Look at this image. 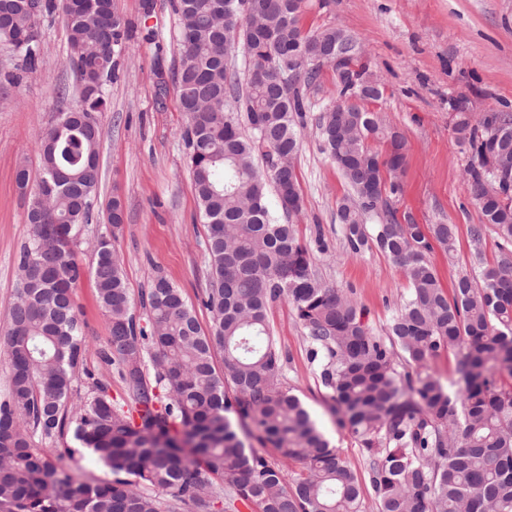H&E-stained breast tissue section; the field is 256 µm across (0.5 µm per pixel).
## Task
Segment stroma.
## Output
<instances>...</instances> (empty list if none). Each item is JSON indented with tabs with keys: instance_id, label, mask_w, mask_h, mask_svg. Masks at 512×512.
Instances as JSON below:
<instances>
[{
	"instance_id": "stroma-1",
	"label": "stroma",
	"mask_w": 512,
	"mask_h": 512,
	"mask_svg": "<svg viewBox=\"0 0 512 512\" xmlns=\"http://www.w3.org/2000/svg\"><path fill=\"white\" fill-rule=\"evenodd\" d=\"M130 24V39L99 113L100 181L90 224L75 258L85 274L74 290L85 336L83 364L98 369L97 352L108 338L90 269L98 236L115 233L127 286L140 298L154 275L181 289L201 326L210 314L201 303L209 286L207 227L199 217L186 161L181 112L173 79L179 64V17L172 0H113ZM303 30L342 29L363 49V61L383 87L371 104L383 123L407 142L398 214L419 224L455 227V252L434 249L430 261L444 288L462 275L480 278L495 259L496 234L483 224L463 182L470 156L456 140L452 109L512 113V0H306ZM41 61L26 70L0 42V328L5 327L18 278L16 255L29 226L27 193L15 172L39 173L36 145L59 113L75 103L79 81L70 60L69 35L60 9L43 13L38 25ZM302 209L292 220L308 247L321 283L344 290L374 335L387 327L408 293L402 270L377 249L350 253L338 213L349 192L335 164L319 149L317 129L307 123L296 158ZM120 195L124 222L112 228L106 206ZM482 225L483 239L471 230ZM277 347L286 357L283 383L297 394L331 444L340 448L361 483L369 461L351 431L338 424L330 390L320 381L318 361L292 305L276 302L269 314Z\"/></svg>"
}]
</instances>
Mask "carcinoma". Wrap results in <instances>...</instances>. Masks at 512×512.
<instances>
[{"mask_svg": "<svg viewBox=\"0 0 512 512\" xmlns=\"http://www.w3.org/2000/svg\"><path fill=\"white\" fill-rule=\"evenodd\" d=\"M263 29L250 33L239 0H175L179 16L178 102L200 214L207 224L209 288L201 298L211 323L203 330L180 288L157 275L134 312L112 239H99L91 267L109 337L99 350L112 383L84 371L88 390L68 404L83 364L85 338L73 303L83 268L73 259L96 198L101 130L66 122L69 113L107 108L105 87L127 48L129 23L97 0H62L71 61L90 95L61 112L41 136L39 177L26 215L29 236L17 255L15 301L0 333L8 385L0 394V512H363V490L349 462L317 428L300 399L282 383L284 356L269 325L273 303L287 299L322 356L320 378L331 389L340 423L370 461L376 512H512V113L478 116L453 104L458 144L471 155L466 188L484 224L494 227V262L481 282L467 275L452 292L429 260L434 246L452 253L455 226L399 222L393 199L402 186L405 142L367 105L381 85L356 93L344 112L325 107L316 118L320 149L351 193L338 203L354 253L375 247L398 264L409 293L388 327L374 335L342 290L322 284L292 223L270 213L274 184L283 212L300 211L295 160L309 103L321 89V66L299 68L288 89L245 78L239 93L226 56L235 47L248 62L280 52L273 70L288 75L296 46L337 50L335 87L360 63V47L334 27L305 32V0H252ZM35 11L0 2L10 16L0 40L25 68L39 63ZM244 114L249 133L241 130ZM383 139L385 153L369 141ZM62 169L67 192L46 201ZM463 347L460 383L449 392L429 362ZM224 352V373L213 353ZM402 352L414 371L401 373ZM153 362L147 372L145 360ZM250 425L285 460L290 473L246 447ZM70 430L75 448H56ZM90 451L112 478L81 480L53 459Z\"/></svg>", "mask_w": 512, "mask_h": 512, "instance_id": "cac0c4a2", "label": "carcinoma"}]
</instances>
